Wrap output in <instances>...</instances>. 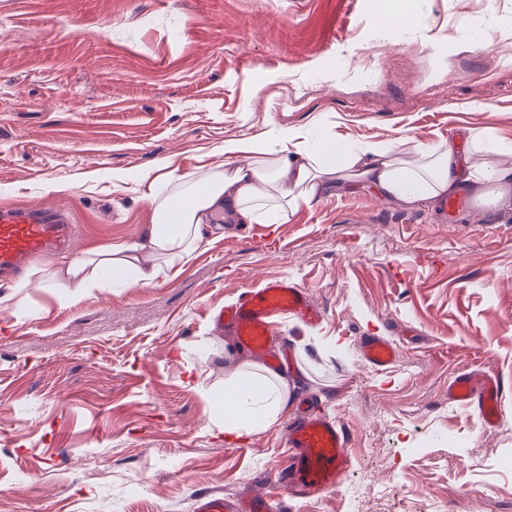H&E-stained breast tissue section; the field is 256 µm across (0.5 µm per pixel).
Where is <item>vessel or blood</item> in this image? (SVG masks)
I'll list each match as a JSON object with an SVG mask.
<instances>
[{"label": "vessel or blood", "mask_w": 512, "mask_h": 512, "mask_svg": "<svg viewBox=\"0 0 512 512\" xmlns=\"http://www.w3.org/2000/svg\"><path fill=\"white\" fill-rule=\"evenodd\" d=\"M74 249L71 217L62 208L22 203L0 207V277L20 275L30 262ZM325 316L305 288L286 280L267 282L259 290L244 291L225 311L215 315L216 329L226 330L236 345L253 357L266 356L274 318L319 325ZM362 358L376 366L392 363L397 352L387 342L365 338ZM449 396L477 409L487 424L501 416V381L493 375L464 373L448 386ZM348 437L342 427L325 417L307 413L288 427L289 452L280 464V476L290 497L300 498L332 487L344 477L350 459ZM271 496L256 492L228 497L209 492L196 496L194 512H270Z\"/></svg>", "instance_id": "vessel-or-blood-1"}]
</instances>
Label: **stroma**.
I'll use <instances>...</instances> for the list:
<instances>
[{
    "instance_id": "35a3bbf8",
    "label": "stroma",
    "mask_w": 512,
    "mask_h": 512,
    "mask_svg": "<svg viewBox=\"0 0 512 512\" xmlns=\"http://www.w3.org/2000/svg\"><path fill=\"white\" fill-rule=\"evenodd\" d=\"M0 0V205L68 204L84 249L141 240L165 160L194 175L224 145L309 127L431 144L483 126L512 141V0ZM230 224L174 279L59 304H0V512H194L195 495L269 492L275 512H512V210L453 213L366 188L264 226ZM276 278L326 311L268 343L286 410L240 439L211 400L255 364L211 317ZM26 315H17V308ZM394 361L362 359L361 339ZM504 384L485 426L461 373ZM346 429L349 468L305 499L275 485L305 406ZM360 354L365 361L384 367L392 363L397 352L387 342L376 337H368L361 342Z\"/></svg>"
}]
</instances>
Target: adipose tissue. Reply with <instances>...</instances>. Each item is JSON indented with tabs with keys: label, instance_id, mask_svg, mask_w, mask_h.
I'll list each match as a JSON object with an SVG mask.
<instances>
[{
	"label": "adipose tissue",
	"instance_id": "ef3b65f1",
	"mask_svg": "<svg viewBox=\"0 0 512 512\" xmlns=\"http://www.w3.org/2000/svg\"><path fill=\"white\" fill-rule=\"evenodd\" d=\"M467 155H460V145ZM512 152V143L490 129L465 128L462 140L421 146L402 138L358 145L337 138L314 143L296 128L267 140L224 145L223 169L187 177L168 170L164 188L151 196L154 221L142 241L83 250L53 272L59 303L77 301L105 281L150 285L170 280L207 240L205 228L227 224H279L300 205L332 188L355 182L407 206L467 191L478 203L512 209V165L491 164L487 155ZM288 403L287 382L255 366L232 373L216 413L226 437H242L272 425Z\"/></svg>",
	"mask_w": 512,
	"mask_h": 512
}]
</instances>
